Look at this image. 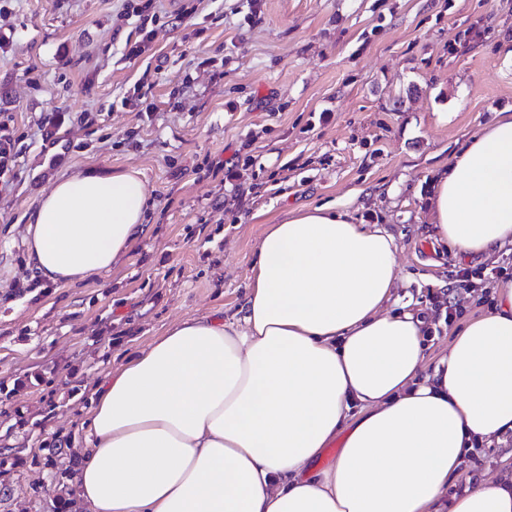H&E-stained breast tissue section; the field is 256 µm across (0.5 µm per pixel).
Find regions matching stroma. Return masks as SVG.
Returning <instances> with one entry per match:
<instances>
[{
  "label": "stroma",
  "instance_id": "stroma-1",
  "mask_svg": "<svg viewBox=\"0 0 512 512\" xmlns=\"http://www.w3.org/2000/svg\"><path fill=\"white\" fill-rule=\"evenodd\" d=\"M128 3L158 15L137 57ZM506 38L512 0H0V136L16 156L0 177V448L23 451L0 512H47L61 488L39 448L61 434L80 448L93 388L171 324L237 313L267 225L293 210L333 204L387 230L395 301L484 312L512 250L456 288L464 265L433 247L425 199L512 105ZM91 168L142 172L145 231L110 274L36 285L32 209Z\"/></svg>",
  "mask_w": 512,
  "mask_h": 512
}]
</instances>
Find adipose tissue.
<instances>
[{
	"label": "adipose tissue",
	"instance_id": "adipose-tissue-1",
	"mask_svg": "<svg viewBox=\"0 0 512 512\" xmlns=\"http://www.w3.org/2000/svg\"><path fill=\"white\" fill-rule=\"evenodd\" d=\"M149 196L136 169L56 181L30 216L33 277L109 274ZM427 211L456 257L512 247L511 112L435 173ZM396 251L329 206L269 225L238 315L177 321L95 387L86 512H512V473L450 489L469 453L512 434V277L431 365V315L389 305Z\"/></svg>",
	"mask_w": 512,
	"mask_h": 512
}]
</instances>
